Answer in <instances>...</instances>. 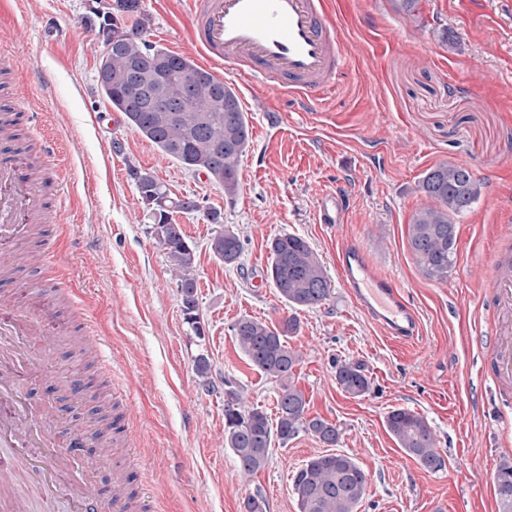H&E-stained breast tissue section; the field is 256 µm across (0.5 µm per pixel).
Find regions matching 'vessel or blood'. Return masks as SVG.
Segmentation results:
<instances>
[{
	"instance_id": "1",
	"label": "vessel or blood",
	"mask_w": 512,
	"mask_h": 512,
	"mask_svg": "<svg viewBox=\"0 0 512 512\" xmlns=\"http://www.w3.org/2000/svg\"><path fill=\"white\" fill-rule=\"evenodd\" d=\"M189 12V38L210 65H246L248 78L300 106L313 107L335 91L350 68L328 0H189ZM44 193L40 172L26 158L0 156V241L43 220ZM347 211L343 192H326L318 221L337 227ZM336 263L355 305L386 335L400 341L418 335L419 317L407 291L393 275L373 268L356 241L341 242ZM487 286L489 375L507 385L512 383V253L506 249L492 255ZM39 324L36 317L0 321V471L10 475L0 481V512H55L63 497L72 512H127L124 495L116 492L103 503L87 483L68 479L81 438L50 453L51 410L31 403L15 384L29 355L25 339Z\"/></svg>"
}]
</instances>
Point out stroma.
I'll use <instances>...</instances> for the list:
<instances>
[{
    "mask_svg": "<svg viewBox=\"0 0 512 512\" xmlns=\"http://www.w3.org/2000/svg\"><path fill=\"white\" fill-rule=\"evenodd\" d=\"M87 0H0V50L17 59L14 81L28 89L23 108L39 126H18L14 144L41 136L56 148L64 193L59 221L37 225L30 257L0 291L15 304L0 319L38 313L42 281L54 278L52 346L39 353L42 376L23 379L36 398L56 387L80 390L75 413L95 401L123 410L133 437L139 512H244L251 495L264 512H298L293 470L326 445L302 435L273 447L265 467L243 477L224 445V384L247 404L274 412L280 385L251 366L231 331L243 316L279 322L289 310L271 287L268 242L283 233L305 238L321 257L333 293L299 312L289 340L302 355L293 381L308 413L336 424V452L369 476L362 512H499L494 473L512 461V408H504L486 373L483 303L489 256L512 229V0H419L414 16L392 0H330L351 57L344 83L306 111L256 87L238 71L223 80L238 95L250 128L239 166L240 192L187 171L112 111L97 88L104 48L83 18ZM146 38L189 57L188 0H143ZM443 161L469 164L484 183L457 220L458 261L447 281L425 279L410 252L412 213L424 202L416 182ZM150 171L171 195L194 196L203 209L175 214L195 241L202 335L184 320L180 290L155 239L149 213L127 174ZM351 195L345 224L317 223L323 192ZM243 240L239 262L224 265L209 250L208 210ZM351 238L376 270L394 275L420 319L416 341L386 336L355 306L341 283L336 250ZM52 253L54 262L44 261ZM95 331L111 365L80 354L75 338ZM210 362L208 380L195 360ZM339 360L363 363L369 393L355 398L336 383ZM421 414L445 466L421 468L386 429L394 408Z\"/></svg>",
    "mask_w": 512,
    "mask_h": 512,
    "instance_id": "obj_1",
    "label": "stroma"
}]
</instances>
